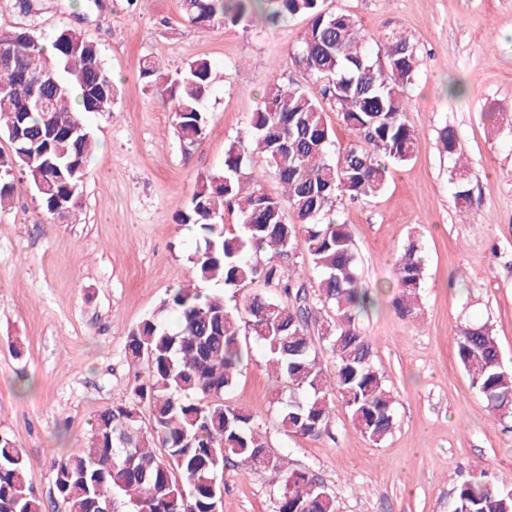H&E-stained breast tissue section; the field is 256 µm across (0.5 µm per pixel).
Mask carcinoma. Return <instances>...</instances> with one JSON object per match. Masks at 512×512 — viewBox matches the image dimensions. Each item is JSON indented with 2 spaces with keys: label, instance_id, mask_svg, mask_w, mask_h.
I'll use <instances>...</instances> for the list:
<instances>
[{
  "label": "carcinoma",
  "instance_id": "cac0c4a2",
  "mask_svg": "<svg viewBox=\"0 0 512 512\" xmlns=\"http://www.w3.org/2000/svg\"><path fill=\"white\" fill-rule=\"evenodd\" d=\"M181 6L201 29L244 26L258 13L272 23L307 17L291 62L311 84L285 86L273 79L249 127L226 145L224 171L197 181L179 223L196 227L204 242L190 256L199 280L224 285V295L180 286L162 305L176 317L175 326L153 315L130 332L128 354L145 364L144 376L129 401L95 415L86 447L53 462L57 498L67 512H115L118 495L137 512H220L224 469L231 464L280 476L276 512H337L336 496L323 482L287 467L259 413L228 403L226 394L254 341L283 385L276 418L284 433L322 436L335 397L373 443L392 433L393 398L357 325L374 297L359 285L349 226L331 215L343 199L377 197L389 168L412 159L419 135L405 119L403 87L416 72L417 50L394 35L378 48L384 59L373 57L353 17L324 10L322 0H181ZM0 40L12 54L11 72L0 73V133L13 145L11 155H0V207L15 191L10 176L17 168L45 212L66 217L81 207L88 175L92 141L84 115L111 111L116 83L97 45L76 30H59L50 55L24 28L1 31ZM49 77L52 111L44 112L32 103L29 88ZM140 78L163 83L174 134L187 148L200 145L208 124L204 104L216 80L210 61L196 59L169 80L154 59L142 64ZM326 104L353 137L335 158ZM440 138L451 160L455 198L471 206L455 132L445 127ZM255 152L263 155L265 175L277 181L280 195L264 190L265 175L249 171ZM226 207L238 209V227L224 224ZM302 255L318 275L313 296L293 277ZM396 267L395 308L399 317L413 319L424 282L417 243L407 245ZM323 351L336 359L331 375L321 367ZM456 354L488 407L512 418V372L491 327H460ZM27 465L24 450L1 437L0 512H44L27 484ZM452 512H512V493L499 491L485 471L475 469L456 486Z\"/></svg>",
  "mask_w": 512,
  "mask_h": 512
}]
</instances>
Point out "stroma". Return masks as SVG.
I'll return each mask as SVG.
<instances>
[{"instance_id": "obj_1", "label": "stroma", "mask_w": 512, "mask_h": 512, "mask_svg": "<svg viewBox=\"0 0 512 512\" xmlns=\"http://www.w3.org/2000/svg\"><path fill=\"white\" fill-rule=\"evenodd\" d=\"M354 16L378 48L407 35L419 67L405 90L406 118L419 132L412 159L392 168L371 202L341 201L363 287L375 306L359 324L394 398L396 425L374 444L334 400L329 435L284 434L276 425L277 385L263 349L252 345L231 404L258 411L289 466L312 470L339 512H450L458 481L484 470L512 489V429L492 415L456 359L468 322L493 328L512 367V0H324ZM307 19L200 29L180 0H0V31L28 29L51 40L62 28L97 43L120 94L92 114L96 143L76 217L45 215L17 183L0 210V435L27 455V480L47 512L57 500L51 463L85 444L94 414L128 401L136 367L129 332L158 313L170 290L195 284L188 256L198 244L177 216L200 176L221 171L224 147L248 126L271 80L304 83L290 56ZM159 59L174 79L198 58L226 73L206 104V137L185 150L157 87L139 66ZM463 81L464 93L449 91ZM452 127L467 156L476 207L456 203L439 134ZM418 237L426 264L421 314L402 319L396 258ZM271 471L227 468L222 512H274Z\"/></svg>"}]
</instances>
